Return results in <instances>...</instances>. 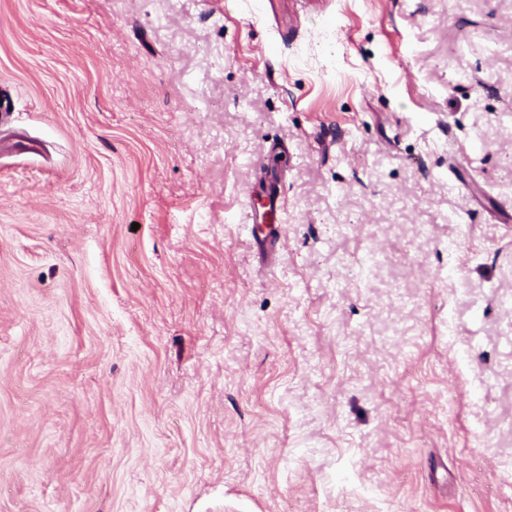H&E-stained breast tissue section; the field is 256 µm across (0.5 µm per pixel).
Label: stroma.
Listing matches in <instances>:
<instances>
[{"instance_id":"1","label":"stroma","mask_w":512,"mask_h":512,"mask_svg":"<svg viewBox=\"0 0 512 512\" xmlns=\"http://www.w3.org/2000/svg\"><path fill=\"white\" fill-rule=\"evenodd\" d=\"M0 99V512H512V0H0Z\"/></svg>"}]
</instances>
